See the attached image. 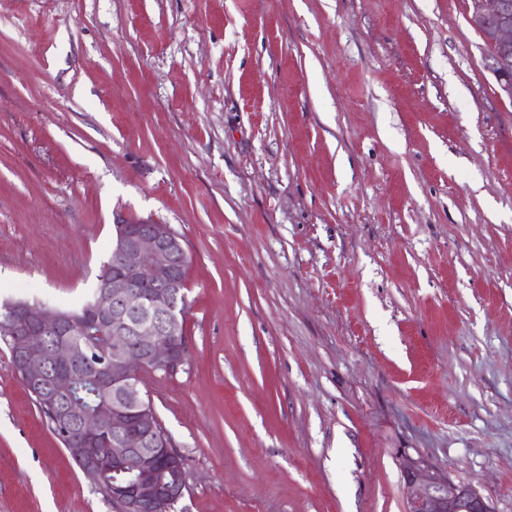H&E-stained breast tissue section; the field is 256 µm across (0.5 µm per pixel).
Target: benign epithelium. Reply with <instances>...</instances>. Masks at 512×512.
I'll list each match as a JSON object with an SVG mask.
<instances>
[{"mask_svg": "<svg viewBox=\"0 0 512 512\" xmlns=\"http://www.w3.org/2000/svg\"><path fill=\"white\" fill-rule=\"evenodd\" d=\"M468 22L496 52L484 58L497 84V95L512 102V0H471ZM118 224L113 261L96 284V301L82 319L67 317L41 304L14 303L6 309L13 363L20 382L47 397L68 403L78 362L94 366L97 383L107 392L90 410H77L73 422L61 416L57 426L70 455L88 476H120L132 470V484H112V498L123 512H170L190 491L183 456L158 438L153 407L139 388L145 370L177 373L187 360L179 297L186 287L188 255L182 238L168 224L151 221ZM59 336L46 347L43 335ZM107 335L112 354L92 358L96 349L81 336ZM171 476L160 485L158 468ZM408 512H493L470 484H457L420 461L403 466Z\"/></svg>", "mask_w": 512, "mask_h": 512, "instance_id": "benign-epithelium-1", "label": "benign epithelium"}]
</instances>
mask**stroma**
I'll list each match as a JSON object with an SVG mask.
<instances>
[{
	"mask_svg": "<svg viewBox=\"0 0 512 512\" xmlns=\"http://www.w3.org/2000/svg\"><path fill=\"white\" fill-rule=\"evenodd\" d=\"M470 0H0V303L79 308L170 225L188 360L143 374L177 512H512V103ZM0 512H120L0 344ZM408 512H493L470 484H457L420 461L403 466Z\"/></svg>",
	"mask_w": 512,
	"mask_h": 512,
	"instance_id": "1",
	"label": "stroma"
}]
</instances>
